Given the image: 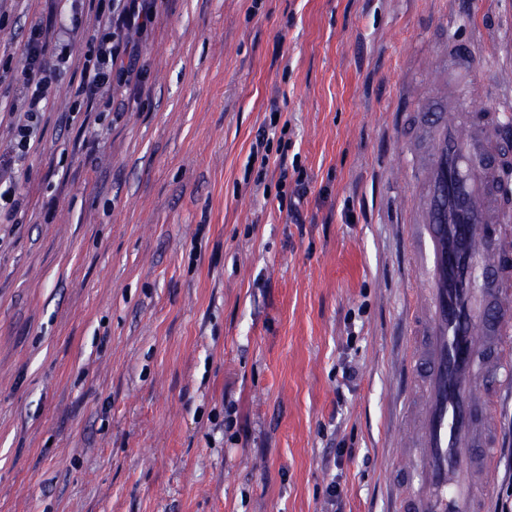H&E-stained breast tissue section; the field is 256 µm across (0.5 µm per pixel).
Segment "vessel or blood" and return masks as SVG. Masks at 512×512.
Returning <instances> with one entry per match:
<instances>
[{
	"label": "vessel or blood",
	"instance_id": "1",
	"mask_svg": "<svg viewBox=\"0 0 512 512\" xmlns=\"http://www.w3.org/2000/svg\"><path fill=\"white\" fill-rule=\"evenodd\" d=\"M484 65L473 42L445 34L427 65L439 103L403 90L419 132L403 140L414 163L400 205L415 272L405 317L417 396L397 444L420 463L397 458L399 470H417L418 487L398 494L396 512H491L465 451L481 449L484 475L495 472L494 414L512 391V239L500 232L512 223V144L502 113L474 104Z\"/></svg>",
	"mask_w": 512,
	"mask_h": 512
}]
</instances>
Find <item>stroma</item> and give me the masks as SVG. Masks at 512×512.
Returning <instances> with one entry per match:
<instances>
[{
  "mask_svg": "<svg viewBox=\"0 0 512 512\" xmlns=\"http://www.w3.org/2000/svg\"><path fill=\"white\" fill-rule=\"evenodd\" d=\"M96 12L0 0L2 156L24 44L70 31L0 220V512H330L334 480L344 512H392L412 273L391 113L444 14L489 58L476 95L512 104V0H158L141 90L85 112Z\"/></svg>",
  "mask_w": 512,
  "mask_h": 512,
  "instance_id": "1",
  "label": "stroma"
}]
</instances>
